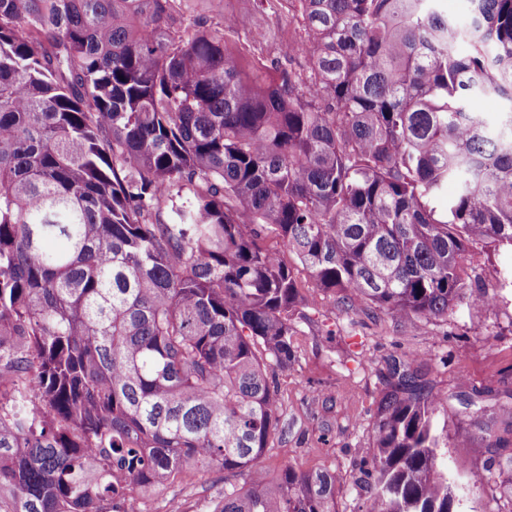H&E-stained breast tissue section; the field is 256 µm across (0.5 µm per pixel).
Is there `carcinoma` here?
<instances>
[{"mask_svg": "<svg viewBox=\"0 0 512 512\" xmlns=\"http://www.w3.org/2000/svg\"><path fill=\"white\" fill-rule=\"evenodd\" d=\"M439 2L241 0L295 32L251 60L209 0H0V512L214 468L249 481L212 512H336L334 472L258 476L305 320L265 239L399 321L512 250V0ZM392 376L361 512H454L443 395Z\"/></svg>", "mask_w": 512, "mask_h": 512, "instance_id": "obj_1", "label": "carcinoma"}]
</instances>
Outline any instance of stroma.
<instances>
[{"label": "stroma", "instance_id": "stroma-1", "mask_svg": "<svg viewBox=\"0 0 512 512\" xmlns=\"http://www.w3.org/2000/svg\"><path fill=\"white\" fill-rule=\"evenodd\" d=\"M310 317L296 338L297 360L278 372L279 430L263 461L267 479L284 463L305 471L332 470L336 512H358L365 484L350 481L355 461L373 454L372 427L384 395L389 358L422 355L434 391L447 393L435 424L447 430L448 481L456 512H512V466L494 467V457L512 456V443L495 448L512 429V253L472 250L463 274L465 293L447 319L397 322L370 307L344 310L340 293L314 288L298 270ZM497 280L499 303L484 311L471 304L476 285ZM467 432L457 442L458 432ZM242 476L209 470L146 497L133 498L129 512H210L225 483Z\"/></svg>", "mask_w": 512, "mask_h": 512}]
</instances>
